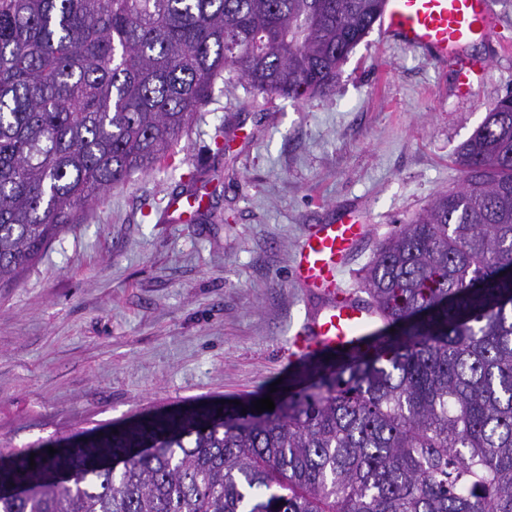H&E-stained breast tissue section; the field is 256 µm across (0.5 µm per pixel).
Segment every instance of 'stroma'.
<instances>
[{
	"label": "stroma",
	"mask_w": 512,
	"mask_h": 512,
	"mask_svg": "<svg viewBox=\"0 0 512 512\" xmlns=\"http://www.w3.org/2000/svg\"><path fill=\"white\" fill-rule=\"evenodd\" d=\"M436 62L371 31L327 94L283 98L232 75L165 162L104 192L87 220L0 288V449L139 414L270 392L322 298L291 275L298 241L344 212L369 232L339 276L365 299L378 246L458 189L456 152L512 92V0ZM487 62L456 92L459 57ZM202 197L194 219L171 201Z\"/></svg>",
	"instance_id": "35a3bbf8"
}]
</instances>
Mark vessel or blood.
<instances>
[{
	"instance_id": "b4317fda",
	"label": "vessel or blood",
	"mask_w": 512,
	"mask_h": 512,
	"mask_svg": "<svg viewBox=\"0 0 512 512\" xmlns=\"http://www.w3.org/2000/svg\"><path fill=\"white\" fill-rule=\"evenodd\" d=\"M493 20L491 0H384L376 26L383 38L439 59L482 35ZM483 68L476 60H458L455 86L461 97L476 95ZM366 232L364 217L347 212L333 223L317 225L295 250L294 281L329 298L312 319L306 351L352 349L378 330L374 310L353 301H334L344 259Z\"/></svg>"
}]
</instances>
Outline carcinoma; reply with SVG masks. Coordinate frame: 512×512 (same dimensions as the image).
Here are the masks:
<instances>
[{"label": "carcinoma", "instance_id": "1", "mask_svg": "<svg viewBox=\"0 0 512 512\" xmlns=\"http://www.w3.org/2000/svg\"><path fill=\"white\" fill-rule=\"evenodd\" d=\"M383 0H0V286L110 188L167 157L228 71L327 94ZM462 185L377 250L386 326L320 354L272 411L150 414L69 455L0 451V512H512V95ZM153 442L119 471L93 462ZM35 466H30V462ZM74 472L66 483L45 476Z\"/></svg>", "mask_w": 512, "mask_h": 512}]
</instances>
